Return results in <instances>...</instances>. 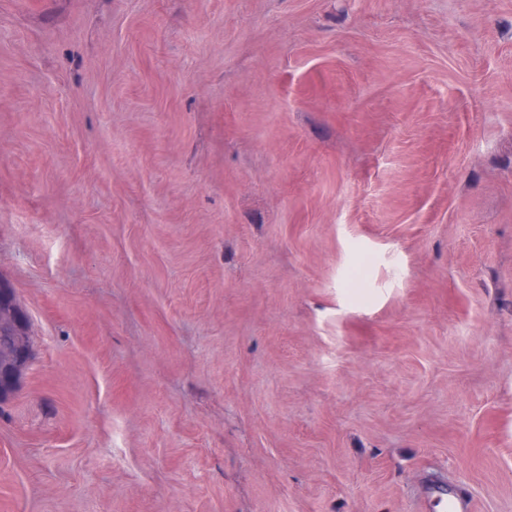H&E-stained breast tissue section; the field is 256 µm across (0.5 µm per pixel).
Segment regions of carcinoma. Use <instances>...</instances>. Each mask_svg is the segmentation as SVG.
<instances>
[{
    "label": "carcinoma",
    "mask_w": 512,
    "mask_h": 512,
    "mask_svg": "<svg viewBox=\"0 0 512 512\" xmlns=\"http://www.w3.org/2000/svg\"><path fill=\"white\" fill-rule=\"evenodd\" d=\"M30 346L28 319L13 290L0 283V403L14 392Z\"/></svg>",
    "instance_id": "1"
}]
</instances>
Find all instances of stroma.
<instances>
[{"mask_svg": "<svg viewBox=\"0 0 512 512\" xmlns=\"http://www.w3.org/2000/svg\"><path fill=\"white\" fill-rule=\"evenodd\" d=\"M0 512H512V0H0ZM29 322L8 286L0 282V404L14 392L30 357ZM423 512H474L470 495L448 490L446 482H436L427 487L424 494Z\"/></svg>", "mask_w": 512, "mask_h": 512, "instance_id": "35a3bbf8", "label": "stroma"}]
</instances>
